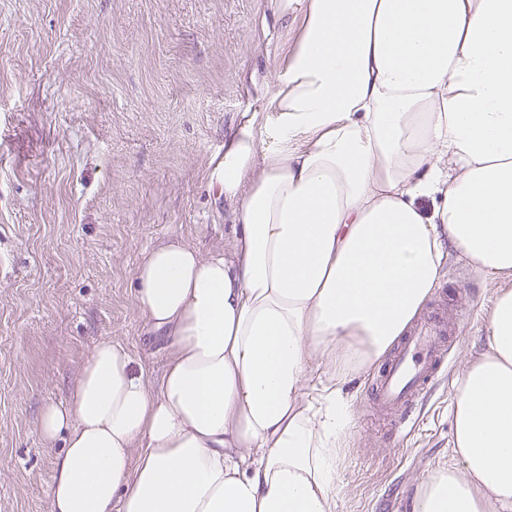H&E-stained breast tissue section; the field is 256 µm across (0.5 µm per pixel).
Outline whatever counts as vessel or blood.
<instances>
[{
    "label": "vessel or blood",
    "mask_w": 512,
    "mask_h": 512,
    "mask_svg": "<svg viewBox=\"0 0 512 512\" xmlns=\"http://www.w3.org/2000/svg\"><path fill=\"white\" fill-rule=\"evenodd\" d=\"M455 325L438 307L415 322L396 351L380 368L372 388L373 407L389 419L391 431L408 423L427 390L438 381L447 350L442 342Z\"/></svg>",
    "instance_id": "obj_1"
}]
</instances>
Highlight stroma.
Returning <instances> with one entry per match:
<instances>
[{"mask_svg":"<svg viewBox=\"0 0 512 512\" xmlns=\"http://www.w3.org/2000/svg\"><path fill=\"white\" fill-rule=\"evenodd\" d=\"M293 34L270 0H0V512H49L63 439L38 433L94 344H124L161 374L168 353L136 305L144 252L177 237L223 247L231 208L206 185ZM449 250L429 304L465 300L461 332L413 426L374 419L365 373L337 466L336 512H407L451 458V381L479 349L495 293Z\"/></svg>","mask_w":512,"mask_h":512,"instance_id":"obj_1","label":"stroma"}]
</instances>
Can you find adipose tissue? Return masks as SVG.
Masks as SVG:
<instances>
[{"label": "adipose tissue", "mask_w": 512, "mask_h": 512, "mask_svg": "<svg viewBox=\"0 0 512 512\" xmlns=\"http://www.w3.org/2000/svg\"><path fill=\"white\" fill-rule=\"evenodd\" d=\"M271 7L296 39L206 173L233 234L143 255L167 366L91 348L41 414L65 439L50 512H336L347 377L406 333L449 249L512 276V0ZM453 388V462L410 512H512V289Z\"/></svg>", "instance_id": "1"}]
</instances>
